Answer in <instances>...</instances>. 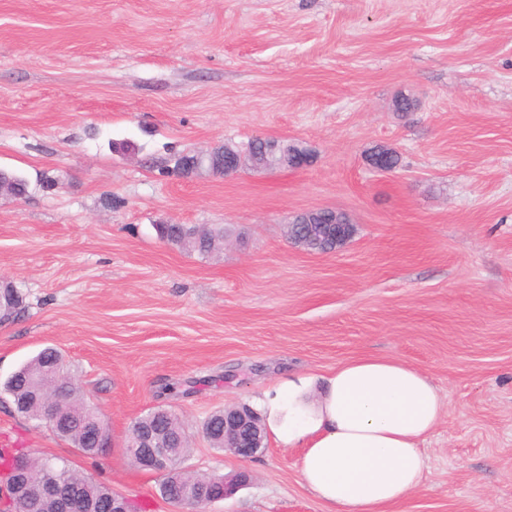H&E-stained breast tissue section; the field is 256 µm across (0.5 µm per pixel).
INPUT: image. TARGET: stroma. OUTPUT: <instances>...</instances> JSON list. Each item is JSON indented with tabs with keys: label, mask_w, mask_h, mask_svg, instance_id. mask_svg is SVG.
Listing matches in <instances>:
<instances>
[{
	"label": "stroma",
	"mask_w": 512,
	"mask_h": 512,
	"mask_svg": "<svg viewBox=\"0 0 512 512\" xmlns=\"http://www.w3.org/2000/svg\"><path fill=\"white\" fill-rule=\"evenodd\" d=\"M415 103L395 111L398 96ZM312 165L182 178L176 156L255 136ZM380 149L399 167L376 172ZM0 384L58 349L110 445L89 458L0 401V437L174 512L124 444L163 407L183 469L239 468L208 512H324L297 448L242 461L201 432L288 372L363 354L428 374L446 415L420 486L389 512H512V0H0ZM346 213L328 253L293 244L300 213ZM159 223L223 225L203 257ZM10 288H2V309L0 311V323L14 320L23 312L25 306L23 295L10 283Z\"/></svg>",
	"instance_id": "1"
}]
</instances>
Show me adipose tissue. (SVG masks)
<instances>
[{
	"mask_svg": "<svg viewBox=\"0 0 512 512\" xmlns=\"http://www.w3.org/2000/svg\"><path fill=\"white\" fill-rule=\"evenodd\" d=\"M257 407L278 446L301 449V481L327 512H386L420 484L444 398L425 372L367 354L282 375Z\"/></svg>",
	"mask_w": 512,
	"mask_h": 512,
	"instance_id": "1",
	"label": "adipose tissue"
}]
</instances>
